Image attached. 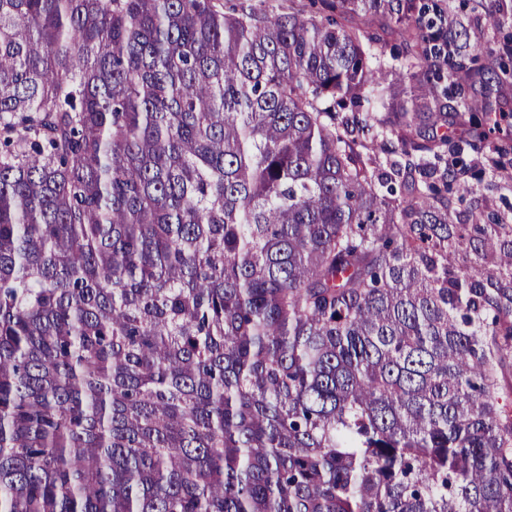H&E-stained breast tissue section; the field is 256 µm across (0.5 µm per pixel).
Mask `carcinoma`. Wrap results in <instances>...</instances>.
Listing matches in <instances>:
<instances>
[{
	"mask_svg": "<svg viewBox=\"0 0 512 512\" xmlns=\"http://www.w3.org/2000/svg\"><path fill=\"white\" fill-rule=\"evenodd\" d=\"M320 11L0 0V512H512V224L435 133L509 53ZM380 23L375 22L373 28L367 29V37L380 39L381 42L376 48H378V52L381 54V60L384 62L386 66L396 63L393 61L392 57L397 53V48L399 47L400 40L393 30L385 27L384 30L382 26H379ZM379 27H381L379 29Z\"/></svg>",
	"mask_w": 512,
	"mask_h": 512,
	"instance_id": "1",
	"label": "carcinoma"
}]
</instances>
